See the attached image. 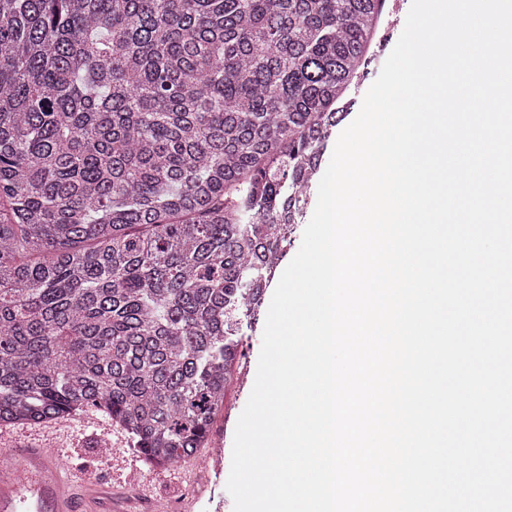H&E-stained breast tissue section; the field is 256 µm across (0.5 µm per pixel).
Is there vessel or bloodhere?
<instances>
[{"mask_svg": "<svg viewBox=\"0 0 512 512\" xmlns=\"http://www.w3.org/2000/svg\"><path fill=\"white\" fill-rule=\"evenodd\" d=\"M402 31L398 22H390L358 88L374 83L388 57L387 45L397 42ZM0 512H76L71 479L45 445L15 451L9 473L0 476Z\"/></svg>", "mask_w": 512, "mask_h": 512, "instance_id": "1", "label": "vessel or blood"}]
</instances>
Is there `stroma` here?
<instances>
[{
  "label": "stroma",
  "mask_w": 512,
  "mask_h": 512,
  "mask_svg": "<svg viewBox=\"0 0 512 512\" xmlns=\"http://www.w3.org/2000/svg\"><path fill=\"white\" fill-rule=\"evenodd\" d=\"M267 305H260L239 338L240 357L224 390V411L214 422L210 444L232 450L238 418L251 394L262 346ZM53 445L70 472L77 505L83 512H152L156 502L172 512H233L226 496L227 479L207 466L154 467L137 458L125 433L90 407L64 418L62 424L0 428V448L30 443ZM224 493L216 503L213 492Z\"/></svg>",
  "instance_id": "stroma-1"
}]
</instances>
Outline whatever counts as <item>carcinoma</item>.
<instances>
[{
	"instance_id": "cac0c4a2",
	"label": "carcinoma",
	"mask_w": 512,
	"mask_h": 512,
	"mask_svg": "<svg viewBox=\"0 0 512 512\" xmlns=\"http://www.w3.org/2000/svg\"><path fill=\"white\" fill-rule=\"evenodd\" d=\"M376 0H0V426L209 438Z\"/></svg>"
}]
</instances>
